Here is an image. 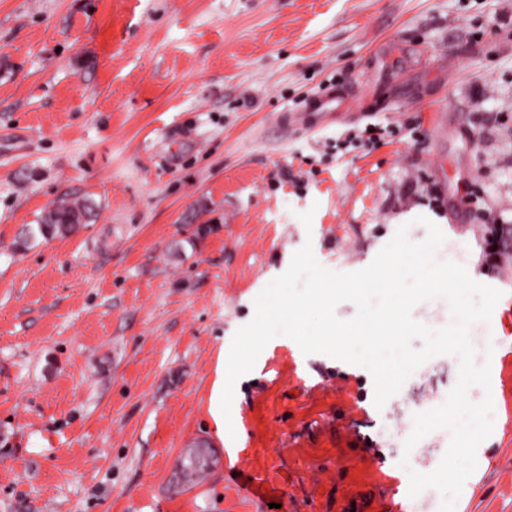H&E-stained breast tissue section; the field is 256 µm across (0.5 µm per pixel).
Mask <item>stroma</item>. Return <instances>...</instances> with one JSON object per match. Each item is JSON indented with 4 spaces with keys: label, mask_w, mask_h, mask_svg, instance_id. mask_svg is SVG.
I'll return each instance as SVG.
<instances>
[{
    "label": "stroma",
    "mask_w": 512,
    "mask_h": 512,
    "mask_svg": "<svg viewBox=\"0 0 512 512\" xmlns=\"http://www.w3.org/2000/svg\"><path fill=\"white\" fill-rule=\"evenodd\" d=\"M329 92L354 118L311 111ZM77 199L78 232L21 247ZM420 216L437 261L502 293L470 328L494 427L455 512H512V0H0V512H440L409 473L450 434L405 442L456 356L379 409L366 368L277 336L235 384L234 437L210 413L297 250L359 271L400 227L425 240ZM198 439L216 463L188 489Z\"/></svg>",
    "instance_id": "stroma-1"
}]
</instances>
